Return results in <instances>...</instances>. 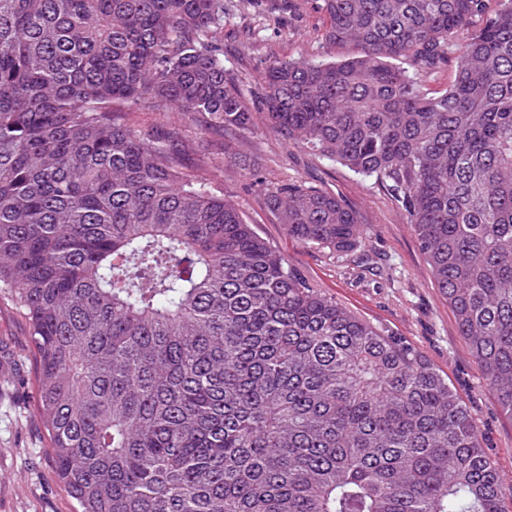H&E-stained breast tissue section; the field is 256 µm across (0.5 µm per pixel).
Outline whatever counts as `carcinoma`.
<instances>
[{
	"mask_svg": "<svg viewBox=\"0 0 512 512\" xmlns=\"http://www.w3.org/2000/svg\"><path fill=\"white\" fill-rule=\"evenodd\" d=\"M323 2L347 56L274 60L250 101L224 0H0V290L77 512H504L448 378L294 270L223 160L180 161L187 130L260 120L374 179L512 416V0ZM123 104L179 122L145 131ZM235 163L288 237L361 245L335 193Z\"/></svg>",
	"mask_w": 512,
	"mask_h": 512,
	"instance_id": "1",
	"label": "carcinoma"
}]
</instances>
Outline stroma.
I'll list each match as a JSON object with an SVG mask.
<instances>
[{"instance_id": "1", "label": "stroma", "mask_w": 512, "mask_h": 512, "mask_svg": "<svg viewBox=\"0 0 512 512\" xmlns=\"http://www.w3.org/2000/svg\"><path fill=\"white\" fill-rule=\"evenodd\" d=\"M323 0H224V71L246 96L261 90L270 60L333 61L343 49L323 39ZM246 153L272 181L300 179L333 191L358 214L365 234L355 251L332 255L288 238L262 195L246 188L229 157ZM225 158L224 192L256 232L311 283L377 327L407 338L448 376L474 417L486 452L512 491V419L483 384L467 339L437 288L404 213L387 192L348 169L318 159L257 126L247 138L211 135L183 154L186 166ZM29 322L0 292V512H73L45 452L44 426L34 408L36 373Z\"/></svg>"}]
</instances>
